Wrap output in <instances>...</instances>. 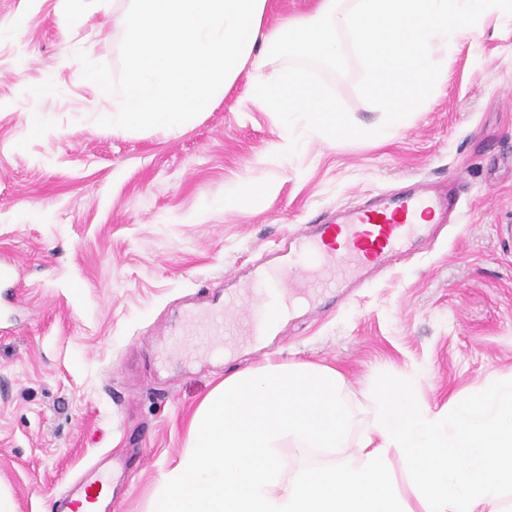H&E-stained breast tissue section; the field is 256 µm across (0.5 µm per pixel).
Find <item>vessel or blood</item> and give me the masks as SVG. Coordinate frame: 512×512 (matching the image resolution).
<instances>
[{
  "label": "vessel or blood",
  "mask_w": 512,
  "mask_h": 512,
  "mask_svg": "<svg viewBox=\"0 0 512 512\" xmlns=\"http://www.w3.org/2000/svg\"><path fill=\"white\" fill-rule=\"evenodd\" d=\"M443 205L431 189L417 187L353 209L340 222L314 225L292 236L278 262L245 283L241 293L220 297L191 316L182 333L208 336L219 344L241 321L247 332L260 326L273 334L289 316L295 297L313 300L362 284L365 272L404 258L406 244L421 229L417 216L436 213ZM108 484L107 473H96L63 498L60 512H107L102 492Z\"/></svg>",
  "instance_id": "b4317fda"
}]
</instances>
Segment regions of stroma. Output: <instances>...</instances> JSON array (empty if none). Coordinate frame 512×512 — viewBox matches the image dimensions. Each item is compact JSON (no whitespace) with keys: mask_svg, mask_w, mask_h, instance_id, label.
Returning <instances> with one entry per match:
<instances>
[{"mask_svg":"<svg viewBox=\"0 0 512 512\" xmlns=\"http://www.w3.org/2000/svg\"><path fill=\"white\" fill-rule=\"evenodd\" d=\"M130 0H0V485L16 512L56 501L101 455L118 476L114 512H148L182 455L189 420L224 377L268 363L336 368L343 401L364 404L383 372L420 402L512 378V24L448 50L429 100L387 140L295 135L245 98L247 76L188 124L99 126L111 97L82 83L84 52L121 71ZM322 70L358 124L381 110L362 69ZM52 78L54 91L27 95ZM47 128L30 133L28 111ZM271 191L237 200L244 178ZM455 182L447 223L369 287L301 309L259 343L224 339L215 358L173 332L213 293L238 288L314 221L416 183Z\"/></svg>","mask_w":512,"mask_h":512,"instance_id":"stroma-1","label":"stroma"}]
</instances>
